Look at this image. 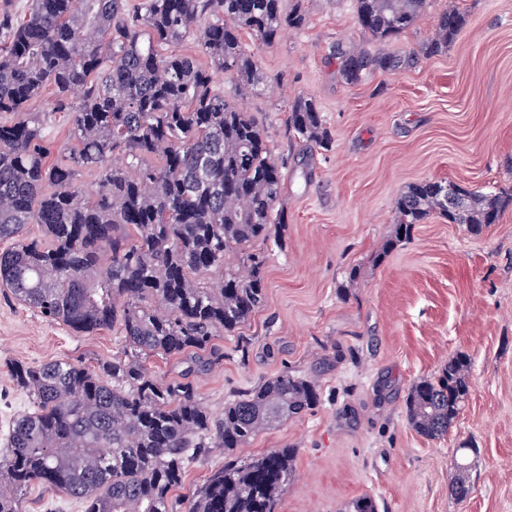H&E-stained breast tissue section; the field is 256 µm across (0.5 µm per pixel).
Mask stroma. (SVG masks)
<instances>
[{
  "label": "stroma",
  "instance_id": "35a3bbf8",
  "mask_svg": "<svg viewBox=\"0 0 512 512\" xmlns=\"http://www.w3.org/2000/svg\"><path fill=\"white\" fill-rule=\"evenodd\" d=\"M297 6L303 28L283 29L269 47L245 39L266 77L258 89L213 73L214 89L288 157L276 204L286 226L280 246L265 249L262 307L216 337L223 360L192 380L216 415L285 370L316 381L320 402L232 455L209 448L191 460L173 510L184 512L225 458L244 464L291 448L296 470L275 512H348L363 495L379 512H512V204L478 235L433 214L390 240L395 202L413 183L512 195V0H427L414 28L386 40L361 32L354 0H282L284 11ZM454 10L466 18L460 34L424 54L438 17ZM340 47L414 62L348 84L337 73ZM300 97L320 109L328 149L290 142L288 107ZM124 348L115 332L78 333L0 294V443L32 407L13 385L14 363L64 357L94 367ZM460 354L470 360L460 414L447 435H420L407 418L409 390ZM462 446L472 469L460 500L453 454ZM19 498L22 512H83L37 484Z\"/></svg>",
  "mask_w": 512,
  "mask_h": 512
}]
</instances>
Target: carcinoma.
<instances>
[{"label":"carcinoma","mask_w":512,"mask_h":512,"mask_svg":"<svg viewBox=\"0 0 512 512\" xmlns=\"http://www.w3.org/2000/svg\"><path fill=\"white\" fill-rule=\"evenodd\" d=\"M425 6L356 0V19L384 40L414 27ZM304 22L281 0H144L133 9L126 0H31L21 21L0 18V241L10 243L0 250V287L52 322L81 333L112 329L125 340L123 356L94 370L66 358L12 366L33 409L13 419L0 454V512H20L17 492L32 484L81 501L84 512H170L205 436L229 455L318 403L312 381L283 371L215 416L189 380L221 360L215 337L263 305L265 258L253 246L284 231L275 206L287 161L274 157L249 113L213 90L209 70L174 50L191 40L252 89L263 75L242 34L268 46ZM464 25L463 14H442L426 52ZM336 56L348 83L401 63L340 48ZM46 88L53 110H29ZM58 112L67 113L70 147L51 163L46 130ZM288 131L311 150L331 143L307 97L289 106ZM434 210L478 231L498 222L501 196L413 184L396 202L395 239ZM233 251L239 266L229 269ZM154 354L191 366L157 379L143 362ZM468 376L460 356L412 386L407 418L416 432L448 433ZM294 465L290 448L244 465L226 461L187 496L185 512H275ZM454 466L463 474L455 496L465 498L466 449Z\"/></svg>","instance_id":"cac0c4a2"}]
</instances>
